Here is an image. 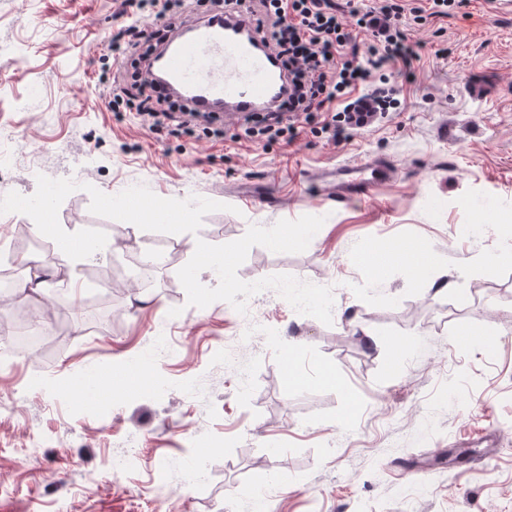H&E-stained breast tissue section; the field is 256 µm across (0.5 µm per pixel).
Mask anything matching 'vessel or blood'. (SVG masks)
I'll list each match as a JSON object with an SVG mask.
<instances>
[{
    "mask_svg": "<svg viewBox=\"0 0 512 512\" xmlns=\"http://www.w3.org/2000/svg\"><path fill=\"white\" fill-rule=\"evenodd\" d=\"M167 43L168 83L190 90L198 111H209L211 103L220 101L225 111L239 116L266 110L282 97L281 66L264 51L247 16L228 13L200 20L192 39L177 33ZM393 174L392 166L382 159L338 165L336 199L366 198Z\"/></svg>",
    "mask_w": 512,
    "mask_h": 512,
    "instance_id": "b4317fda",
    "label": "vessel or blood"
}]
</instances>
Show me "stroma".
Wrapping results in <instances>:
<instances>
[{
	"label": "stroma",
	"instance_id": "1",
	"mask_svg": "<svg viewBox=\"0 0 512 512\" xmlns=\"http://www.w3.org/2000/svg\"><path fill=\"white\" fill-rule=\"evenodd\" d=\"M124 22L0 0V512H512V260L469 263L512 252V7L413 28L398 111L288 146L110 111ZM376 157L392 181L331 200L323 175ZM444 448L468 470H404Z\"/></svg>",
	"mask_w": 512,
	"mask_h": 512
}]
</instances>
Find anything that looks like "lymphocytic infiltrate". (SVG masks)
I'll use <instances>...</instances> for the list:
<instances>
[{
    "mask_svg": "<svg viewBox=\"0 0 512 512\" xmlns=\"http://www.w3.org/2000/svg\"><path fill=\"white\" fill-rule=\"evenodd\" d=\"M132 11L152 7L150 26H120L112 49L136 58L142 69L131 83L116 82L107 107L135 109L150 128L171 134L202 131L220 139L218 115L199 112L163 96L148 63L156 42L178 27V17L192 12L193 0H124ZM465 0H377L361 7L355 0H211V8L259 11L257 33L287 74L285 99L275 110L244 116L246 136L292 143L300 129L326 134L341 143L352 131L371 125L377 114L396 108L395 80L410 77L420 55L409 28L448 17Z\"/></svg>",
    "mask_w": 512,
    "mask_h": 512,
    "instance_id": "lymphocytic-infiltrate-1",
    "label": "lymphocytic infiltrate"
}]
</instances>
